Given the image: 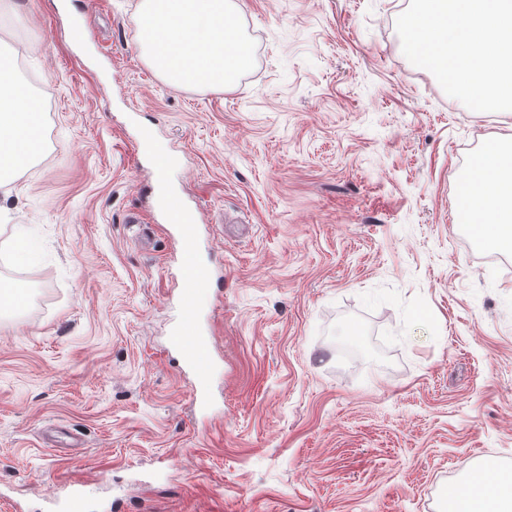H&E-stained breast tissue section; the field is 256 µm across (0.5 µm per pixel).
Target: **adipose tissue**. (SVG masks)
Instances as JSON below:
<instances>
[{
	"mask_svg": "<svg viewBox=\"0 0 512 512\" xmlns=\"http://www.w3.org/2000/svg\"><path fill=\"white\" fill-rule=\"evenodd\" d=\"M139 36L153 69L180 86H231L252 49L230 0H144ZM44 148L43 112L11 68L0 67V183ZM459 213L485 248H512V146L488 141L467 168ZM442 512H512V470L473 469L449 487Z\"/></svg>",
	"mask_w": 512,
	"mask_h": 512,
	"instance_id": "1",
	"label": "adipose tissue"
}]
</instances>
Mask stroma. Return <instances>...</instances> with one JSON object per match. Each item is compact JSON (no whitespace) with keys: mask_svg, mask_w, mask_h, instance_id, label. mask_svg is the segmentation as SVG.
<instances>
[{"mask_svg":"<svg viewBox=\"0 0 512 512\" xmlns=\"http://www.w3.org/2000/svg\"><path fill=\"white\" fill-rule=\"evenodd\" d=\"M142 0H0L46 147L0 188V512H439L512 469V250L457 223L467 157L512 142L403 54L409 0H238L229 87H177ZM166 192L212 270L190 404ZM28 262L4 260L16 236ZM63 427L85 445L65 454Z\"/></svg>","mask_w":512,"mask_h":512,"instance_id":"1","label":"stroma"}]
</instances>
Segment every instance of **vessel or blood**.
<instances>
[{"label": "vessel or blood", "mask_w": 512, "mask_h": 512, "mask_svg": "<svg viewBox=\"0 0 512 512\" xmlns=\"http://www.w3.org/2000/svg\"><path fill=\"white\" fill-rule=\"evenodd\" d=\"M167 210L175 223L179 272L183 282L178 296L181 317L176 324L175 335L180 341L192 346L188 367L194 377V384L190 391V398L198 408L202 409L207 405L205 385L212 373L214 358L211 344L202 341L199 336V325L194 310L197 290L208 283L210 270L198 258L197 227L190 214L174 202L168 205Z\"/></svg>", "instance_id": "1"}]
</instances>
